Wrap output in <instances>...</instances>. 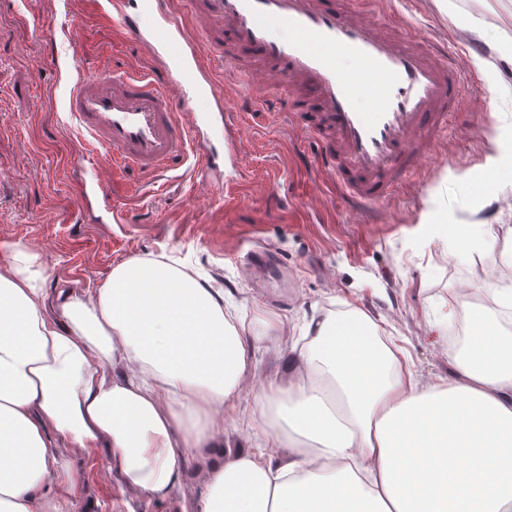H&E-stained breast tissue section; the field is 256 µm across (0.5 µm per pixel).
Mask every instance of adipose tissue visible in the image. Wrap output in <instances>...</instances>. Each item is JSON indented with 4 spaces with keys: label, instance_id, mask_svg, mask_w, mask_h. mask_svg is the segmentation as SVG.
Masks as SVG:
<instances>
[{
    "label": "adipose tissue",
    "instance_id": "1",
    "mask_svg": "<svg viewBox=\"0 0 512 512\" xmlns=\"http://www.w3.org/2000/svg\"><path fill=\"white\" fill-rule=\"evenodd\" d=\"M458 264H512V227L441 237ZM0 512H58L71 472L56 442L105 447L141 497L169 500L188 457L207 483L181 512H512V286L488 283L494 316L446 337L447 376L420 388L406 341L359 308L313 314L292 350L301 370L252 392L254 448L224 444L271 319L244 327L223 289L165 255L116 266L94 288L49 287L51 270L1 243ZM287 449L284 458L274 449ZM476 471L464 493L455 476Z\"/></svg>",
    "mask_w": 512,
    "mask_h": 512
}]
</instances>
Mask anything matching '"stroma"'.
Returning <instances> with one entry per match:
<instances>
[{
	"label": "stroma",
	"instance_id": "35a3bbf8",
	"mask_svg": "<svg viewBox=\"0 0 512 512\" xmlns=\"http://www.w3.org/2000/svg\"><path fill=\"white\" fill-rule=\"evenodd\" d=\"M381 22L405 14L438 47V60L473 74L479 88L448 117L438 152L375 207L356 211L331 181L307 166L317 152L288 113L284 92L260 107L249 104L250 82L204 57L218 86L227 89V120L238 150L229 163L221 140L199 145L178 169L153 180L125 174L114 204L139 211L144 223L121 224L100 209L74 221L82 179L114 176L107 159L84 150L65 113L61 91L109 64L146 72L145 51L126 39L91 0H0V242L39 253L52 280L96 287L118 264L171 254L206 272L252 323L275 317L255 350L245 386L295 374L290 349L313 312L362 309L383 329L402 336L421 385L447 376L444 338L425 309L453 313L464 333L458 283L462 269L431 230L434 224L512 225V182L487 188L485 170L496 142L512 132V111L487 126L488 98H512V65L481 36H512V0H370ZM85 152L83 170L72 155ZM217 165L199 169L200 153ZM82 489L60 494V512H178L197 499L207 479L199 458L188 460L172 500L148 501L125 490L107 471L100 448L62 445Z\"/></svg>",
	"mask_w": 512,
	"mask_h": 512
}]
</instances>
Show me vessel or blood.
<instances>
[{
  "mask_svg": "<svg viewBox=\"0 0 512 512\" xmlns=\"http://www.w3.org/2000/svg\"><path fill=\"white\" fill-rule=\"evenodd\" d=\"M112 22L145 50L151 72L101 69L67 88L63 106L89 145L120 170L152 176L206 139H225L223 91L201 61L172 0H100ZM191 16L229 42L209 49L248 76H273L301 128L321 144L314 165L347 199L375 206L436 153L448 114L475 79L437 60L406 20L382 24L357 0H189ZM271 85V86H274ZM271 86L256 84L265 101ZM115 188L91 179L79 198L111 207Z\"/></svg>",
  "mask_w": 512,
  "mask_h": 512,
  "instance_id": "1",
  "label": "vessel or blood"
}]
</instances>
